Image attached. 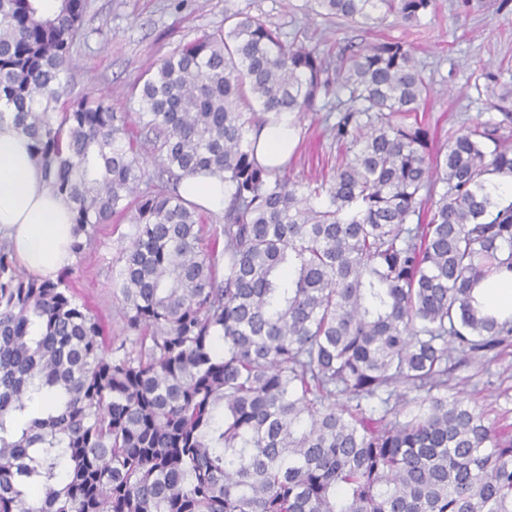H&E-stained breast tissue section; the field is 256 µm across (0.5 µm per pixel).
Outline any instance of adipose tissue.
I'll list each match as a JSON object with an SVG mask.
<instances>
[{"mask_svg": "<svg viewBox=\"0 0 512 512\" xmlns=\"http://www.w3.org/2000/svg\"><path fill=\"white\" fill-rule=\"evenodd\" d=\"M294 144L288 121L266 126L256 155L266 166L285 162ZM180 192L190 203L221 209L228 193L218 179L187 177ZM71 204L46 188L45 170L31 153L28 138L11 120L0 122V238H7L19 265L42 280H53L75 259ZM483 308L500 317L512 316V274L493 276L475 289Z\"/></svg>", "mask_w": 512, "mask_h": 512, "instance_id": "obj_1", "label": "adipose tissue"}]
</instances>
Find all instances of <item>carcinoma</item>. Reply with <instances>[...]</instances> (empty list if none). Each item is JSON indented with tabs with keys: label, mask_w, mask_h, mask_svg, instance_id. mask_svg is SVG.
<instances>
[{
	"label": "carcinoma",
	"mask_w": 512,
	"mask_h": 512,
	"mask_svg": "<svg viewBox=\"0 0 512 512\" xmlns=\"http://www.w3.org/2000/svg\"><path fill=\"white\" fill-rule=\"evenodd\" d=\"M0 0V121L73 204V252L117 215L124 338L0 239V512H512V423L452 388L512 317L476 304L512 272V85L502 116L428 147L431 89L400 41L343 48L240 12L145 72L137 120L66 103L85 0ZM431 0H308L317 16L413 23ZM334 97L331 174L302 186L253 131ZM155 154L146 174L138 150ZM224 181L199 247L180 185ZM443 192L436 193V184ZM223 249H218L219 242Z\"/></svg>",
	"instance_id": "obj_1"
}]
</instances>
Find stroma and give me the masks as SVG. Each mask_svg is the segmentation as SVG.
<instances>
[{
    "instance_id": "stroma-1",
    "label": "stroma",
    "mask_w": 512,
    "mask_h": 512,
    "mask_svg": "<svg viewBox=\"0 0 512 512\" xmlns=\"http://www.w3.org/2000/svg\"><path fill=\"white\" fill-rule=\"evenodd\" d=\"M306 0H87L85 36L73 48L68 101L93 96L113 111L138 109L135 90L144 71L176 47L224 28V17L249 14L282 34L308 26L322 50L362 47L385 36L409 45L431 85L423 117L435 146H443L449 129L497 117L485 92L483 75L498 71L512 80V0H433L419 23L388 16L369 28L341 19L308 17ZM327 107L297 121L296 156L288 167L299 182L327 172L336 147L324 121ZM127 219L97 225L83 253L76 256L72 282L80 300L102 320L108 338H121L123 319L113 279L131 242ZM460 389L479 403L512 410V354L496 361L468 359L456 372Z\"/></svg>"
}]
</instances>
